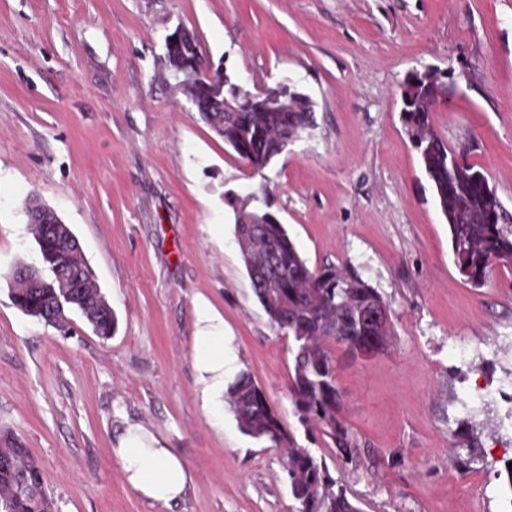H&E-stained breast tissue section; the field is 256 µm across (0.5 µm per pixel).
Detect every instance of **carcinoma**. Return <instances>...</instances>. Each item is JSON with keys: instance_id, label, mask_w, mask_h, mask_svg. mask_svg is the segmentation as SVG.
<instances>
[{"instance_id": "cac0c4a2", "label": "carcinoma", "mask_w": 512, "mask_h": 512, "mask_svg": "<svg viewBox=\"0 0 512 512\" xmlns=\"http://www.w3.org/2000/svg\"><path fill=\"white\" fill-rule=\"evenodd\" d=\"M199 48L195 34H189L187 43L168 59L173 78L180 76ZM216 78L224 80V95L231 102L249 93L225 74ZM192 95L204 123L258 171L281 155L283 138L299 137L314 126V102L308 97L296 100L293 112H261V98L244 112H224L215 109L203 85H197ZM426 97L419 72H411L401 85L403 121L448 223L454 264L466 282L480 288L496 266L512 265V224L487 176L468 163L467 153H456L438 139L424 107ZM28 227L44 268L25 266L30 279L15 281L14 305L27 316L45 322L51 318L60 325L68 322L66 311L73 306L95 334L112 336L115 314L95 280L88 277L90 268L81 251L61 250L63 230L55 225ZM235 237L256 299L274 328L293 338L290 394L298 423L317 431L324 447L343 464L360 467L370 457V449L342 418V394L329 345L352 359L388 350L395 336L391 314L382 320L373 314L389 306L346 266L309 268L285 225L271 212L236 210ZM58 268L85 272L79 287L71 289L74 300L62 307L50 289L39 286L40 280L54 278ZM226 395L242 431L284 449L295 512H363L358 500L336 488L325 455L297 443L250 374L240 373ZM0 512H53L38 464L8 429H0Z\"/></svg>"}]
</instances>
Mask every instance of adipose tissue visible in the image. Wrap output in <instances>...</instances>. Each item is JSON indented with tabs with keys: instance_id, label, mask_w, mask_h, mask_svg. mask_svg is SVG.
Segmentation results:
<instances>
[{
	"instance_id": "adipose-tissue-1",
	"label": "adipose tissue",
	"mask_w": 512,
	"mask_h": 512,
	"mask_svg": "<svg viewBox=\"0 0 512 512\" xmlns=\"http://www.w3.org/2000/svg\"><path fill=\"white\" fill-rule=\"evenodd\" d=\"M196 313L200 330L195 338L194 360L202 404L208 410L215 395L224 388V335L216 331V316L208 303L198 304ZM112 456L126 483L156 503L166 505L178 500L191 481L187 465L141 424L125 430Z\"/></svg>"
}]
</instances>
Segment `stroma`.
<instances>
[{
    "label": "stroma",
    "instance_id": "obj_1",
    "mask_svg": "<svg viewBox=\"0 0 512 512\" xmlns=\"http://www.w3.org/2000/svg\"><path fill=\"white\" fill-rule=\"evenodd\" d=\"M193 31L248 88L288 79L315 127L255 172L201 120L165 66ZM454 73L431 113L468 144L512 214V0H0V427L38 460L55 512H293L285 456L203 409L196 305L224 321V371H249L297 441L321 448L289 399L291 337L254 296L233 203L267 194L310 268L346 265L388 301L384 353L335 349L346 424L375 451L329 467L364 512H512V266L479 288L458 273L448 224L401 121L409 72ZM70 225L111 305L110 338L78 312L57 328L20 312L11 272L41 266L30 193ZM146 425L192 482L140 497L111 448ZM473 428L470 470L454 464Z\"/></svg>",
    "mask_w": 512,
    "mask_h": 512
}]
</instances>
